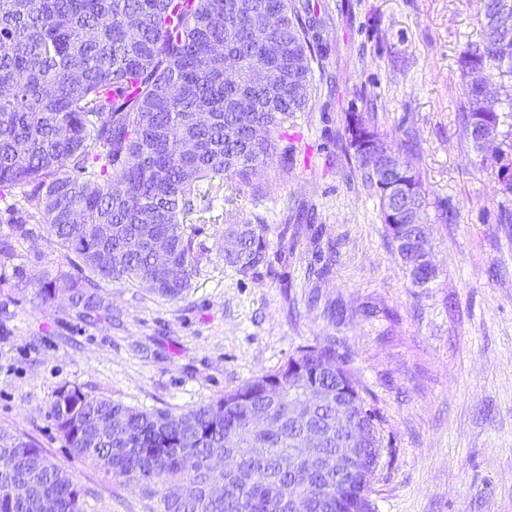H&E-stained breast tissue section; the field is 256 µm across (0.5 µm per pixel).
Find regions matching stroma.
Returning a JSON list of instances; mask_svg holds the SVG:
<instances>
[{"instance_id":"1","label":"stroma","mask_w":512,"mask_h":512,"mask_svg":"<svg viewBox=\"0 0 512 512\" xmlns=\"http://www.w3.org/2000/svg\"><path fill=\"white\" fill-rule=\"evenodd\" d=\"M478 0H318L322 65L310 111L275 155L211 200L195 236L184 299L106 282L111 322L80 321L31 281L69 266L44 225L16 236L22 193L0 197V427L29 434L91 490L87 512H151L131 483L69 455L48 411L64 384L150 411L209 403L282 366L301 345L335 339L362 383L383 448L377 512H512V196L463 134L461 50L477 38ZM411 131L430 200L437 276L414 286L379 201L343 152L346 115ZM265 227L268 263H224L226 225ZM335 243V262L327 245Z\"/></svg>"}]
</instances>
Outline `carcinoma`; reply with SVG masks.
I'll return each instance as SVG.
<instances>
[{
	"label": "carcinoma",
	"instance_id": "1",
	"mask_svg": "<svg viewBox=\"0 0 512 512\" xmlns=\"http://www.w3.org/2000/svg\"><path fill=\"white\" fill-rule=\"evenodd\" d=\"M267 12L279 17L271 34L262 25ZM505 16L512 19V0H480L479 38L464 47L460 64L465 79L481 66L509 93L489 127L512 158V22L502 23ZM269 38L278 44L275 57L264 50ZM318 44L311 0H0V195L20 188L30 205L12 217L18 237L31 235L30 222L44 224L75 257V272L36 280L39 296H66L87 323L112 320L103 281L138 280L160 298H184L195 272L197 225L210 211L197 196L223 191L226 180H248L254 162L277 153L288 122L310 110ZM475 93L467 88L461 105L464 135L512 195V166L485 157L472 133L480 111ZM243 98L250 108H240ZM346 122V153L378 198L392 244L415 236L418 225L396 224L407 203L364 162L366 153L385 149L410 164V136L391 139L358 112ZM144 207L153 212L151 224L140 223ZM98 224L112 225V241L96 240ZM227 230L236 243L224 252L225 264L242 274L265 264L263 225ZM149 236L169 240L166 265H156L142 246ZM336 356L330 342L300 346L280 368L178 412L143 411L64 384L49 416L70 455L135 482L159 512H288V503L303 498L305 480L280 468L303 433L289 420V407L315 382L336 388L339 373L366 430L367 478H348L350 497L338 504L336 473L318 475L330 481L327 498L306 502V512H373L369 494L382 441L347 361L336 372L321 370ZM269 386L279 388L277 398L266 396ZM257 410L272 417V430L228 447ZM85 422L105 431L93 448L78 436ZM6 440L15 467L11 481L0 479V512H44L46 502L54 512H86L91 491L76 486L62 464L1 427L0 442ZM224 453L237 456V471L218 476L211 461ZM217 480L232 487L229 495L210 492Z\"/></svg>",
	"mask_w": 512,
	"mask_h": 512
}]
</instances>
